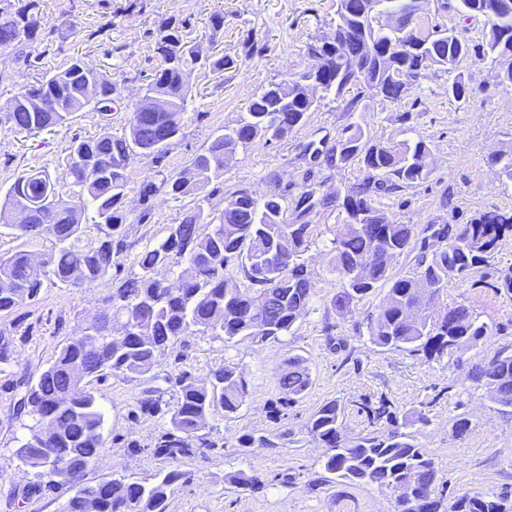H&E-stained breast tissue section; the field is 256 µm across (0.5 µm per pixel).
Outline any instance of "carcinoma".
I'll return each mask as SVG.
<instances>
[{
    "label": "carcinoma",
    "mask_w": 512,
    "mask_h": 512,
    "mask_svg": "<svg viewBox=\"0 0 512 512\" xmlns=\"http://www.w3.org/2000/svg\"><path fill=\"white\" fill-rule=\"evenodd\" d=\"M376 0H336V24L342 27L339 47L316 43L308 47L318 59L316 72L306 71L288 82L271 83L257 94L247 115L229 133L213 136L208 147L196 154L188 166L147 183L142 202L159 191L186 195L204 190L224 177V166L238 147L258 136L281 140L303 123L315 103L305 95L303 80L314 75L325 83L324 91L339 96L351 84L377 90L382 97L398 100L422 72L436 67L448 74L457 71L455 35L433 31L389 27L372 12ZM487 27L485 43L473 47L474 54L501 66V84L512 87V0H460ZM41 28L38 0H0V51L33 42ZM157 53L162 64L122 127L112 132V96L118 93L111 75L79 60L23 87L0 108V123L30 134L68 123L79 112H93L103 121L92 138H74L68 146L66 175L79 188L76 203L56 190L44 170L18 176L0 199V226L17 239L48 236L51 248L37 264L25 250L0 254V316L11 314L27 299L35 298L51 276L72 288H90L117 265V257L128 251L123 200L129 183V157L137 147L151 146L144 153L159 165L174 140L182 133L188 88L186 71L195 66L223 71L236 66L234 59L212 60L184 42L172 22L164 24ZM400 42L403 47L391 50ZM359 61V79L345 61ZM167 110H158L157 103ZM327 164L344 168L356 162L364 170L362 180L347 194H319L307 189L293 200L287 215L278 198L259 202L251 191L239 188L225 198L224 209L205 207L209 196L196 199L182 219L170 225L168 235L157 246L134 258L138 272L122 280L104 298L108 320L88 326L90 333L73 337L59 348L36 382L27 385L18 401V411L33 420L21 443L22 459L48 478V484L67 485L73 491L65 512H88V501L96 512H166L173 487L186 483L191 473L179 468L155 475L153 480L133 475L78 482L99 458L105 440V414L93 379L110 374L128 380L149 375L160 357L179 336L195 327L200 333L276 339L290 330L307 312L314 290L303 260L310 224L306 217L322 207L337 206L345 213L343 229L333 239L330 271L337 274L343 291L335 299L347 304L389 285L377 314L368 322L370 342L382 349L404 350L428 361L443 362L464 354L494 328L464 304L442 311L432 307L444 293L448 274L469 277L488 266L499 242L512 232V212L486 211L467 224L443 225L434 237L446 241L432 253L424 250L414 272L389 274L391 260L411 247L414 225L385 220L372 202L374 193L389 194L413 187L427 179L433 165L432 150L424 141L395 148L377 143L359 124L345 126L333 144L323 150ZM27 212V223H14L17 211ZM97 235L86 243L81 238L86 224ZM238 262L248 281L253 273L264 275L263 288L227 287L224 271ZM182 265L176 283L158 278L162 267ZM288 374H278L285 394L281 405L297 401L308 389L310 377L303 360L288 358ZM471 380L485 388V396L501 410L512 409V352H497L475 367ZM178 386L169 414L170 429L159 448L176 460L187 453L190 441L221 410L236 413L246 401L247 387L237 368L224 365L211 373V382L201 385L188 373L176 378ZM369 423L386 421L387 430L357 437L345 434L341 408L335 401L323 404L310 418L309 434L326 448L324 469L350 483H371L396 494L395 512H439L444 490L436 488V464L417 443L416 425L428 418L413 411L398 417L387 406L367 408ZM53 428L47 443L39 439L43 425ZM416 486L409 487V480ZM243 491L264 488L256 475L240 471L229 476ZM422 496L417 509L407 507V491ZM508 495L496 497L465 494L448 512H512Z\"/></svg>",
    "instance_id": "cac0c4a2"
}]
</instances>
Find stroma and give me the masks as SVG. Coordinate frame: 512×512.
Returning <instances> with one entry per match:
<instances>
[{
  "label": "stroma",
  "instance_id": "obj_1",
  "mask_svg": "<svg viewBox=\"0 0 512 512\" xmlns=\"http://www.w3.org/2000/svg\"><path fill=\"white\" fill-rule=\"evenodd\" d=\"M42 34L22 53L10 55L8 77L0 81V107L21 87L37 84L47 73L78 59L109 72L119 92L112 104V129L120 131L133 110L142 85L158 69L155 52L162 25L179 23L203 55L237 60L225 71L194 69L185 75L189 88L183 135L170 147L162 165L133 156L124 208L132 223L133 244L119 258L113 278L92 288H62L45 281L39 295L0 318V332L10 335L13 359L0 364V512H64L68 487H39L34 471L21 468L14 456L27 434L28 417L17 402L28 383L50 363L58 347L79 334L102 311L113 279L131 277L136 252L168 234L193 206L196 197L158 193L142 203L140 188L158 173L183 170L202 152L215 131L237 126L252 98L268 84L283 82L310 69V44L329 38L336 28V0H39ZM415 28L441 29L469 45L485 40V21L460 12L457 0H425L414 19ZM459 73L471 92L459 103L448 96V73L426 70L398 100L360 95L351 87L343 97L317 91L316 107L305 123L287 138L260 136L237 153L224 169V183L209 200L211 209L224 207L227 195L239 188L254 197L276 195L292 201L306 188L326 193L350 190L363 177L358 166L328 167L308 153V144H334L344 126L359 123L371 138L392 146L425 141L433 153V170L424 182L402 192L376 194L375 206L387 219L412 224L417 238L431 248L428 225L465 224L479 213L512 210V179L503 176L491 158L512 145V88L499 85L490 61L468 56ZM100 118L78 113L70 124L36 135L0 126V188L8 189L22 172L43 168L63 194L77 189L65 174L63 159L73 138L100 132ZM145 223H137L141 211ZM339 207L316 209L308 218L304 259L315 284L309 310L280 340L223 337L191 330L179 336L146 377L125 380L107 377L98 382L105 413V446L85 479L135 475L152 479L177 467L190 472V482L175 485L167 512H394L393 494L371 483L329 482L323 468L325 450L308 433L312 414L325 402L343 409L347 434L368 433L363 402L387 400L399 413L423 412L428 425L419 428L417 442L437 468V483L446 490V504L465 494L512 493V415L498 412L484 397V388L468 378L474 365L487 362L496 351L512 347V236L505 237L489 266L469 278L449 275L444 309L462 303L480 321L495 326L494 335L467 350L460 361L435 363L401 350H383L370 343L367 320L376 314L387 290L378 288L349 307H334L341 291L328 271L332 241L342 228ZM301 357L312 384L305 395L284 409L280 419L271 410L282 393L279 372L289 357ZM235 366L247 383L248 395L237 413L212 415L205 442H193V455L171 460L156 451L168 427L165 414L141 411L147 391L157 390L174 402L173 378L188 373L205 383L212 370ZM469 421L467 432L453 436L457 417ZM264 435L271 448H249L243 435ZM238 471L262 476L265 487L252 494L231 485Z\"/></svg>",
  "mask_w": 512,
  "mask_h": 512
}]
</instances>
